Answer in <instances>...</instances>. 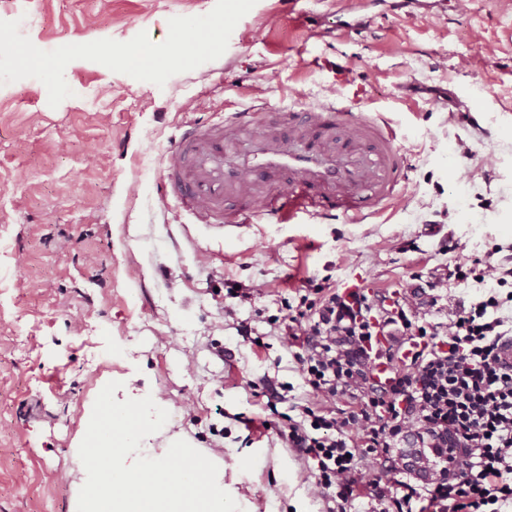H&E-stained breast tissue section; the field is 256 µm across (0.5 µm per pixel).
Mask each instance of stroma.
Wrapping results in <instances>:
<instances>
[{
    "mask_svg": "<svg viewBox=\"0 0 512 512\" xmlns=\"http://www.w3.org/2000/svg\"><path fill=\"white\" fill-rule=\"evenodd\" d=\"M215 0H0L39 49L100 39L156 43L168 21ZM58 106L37 79L0 84V512H75L77 450L103 387L170 414L142 440H186L216 465L242 512H326L315 469L266 429L267 384L287 426L307 395L266 319L308 279L403 288L438 267H512V0H257L218 59L164 86L89 61L64 72ZM347 97L402 131L407 186L369 224H246L217 233L158 191L187 123L259 98ZM441 234L424 236L423 225ZM452 234L459 247L443 252ZM266 282L225 296V280ZM251 335H240L242 326Z\"/></svg>",
    "mask_w": 512,
    "mask_h": 512,
    "instance_id": "1",
    "label": "stroma"
}]
</instances>
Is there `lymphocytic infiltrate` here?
Instances as JSON below:
<instances>
[{
    "label": "lymphocytic infiltrate",
    "instance_id": "obj_1",
    "mask_svg": "<svg viewBox=\"0 0 512 512\" xmlns=\"http://www.w3.org/2000/svg\"><path fill=\"white\" fill-rule=\"evenodd\" d=\"M483 285L478 300L448 290L449 281ZM512 268L485 261L454 268L396 291L350 294L308 284L297 302L282 301L269 316L270 333L291 353L306 389L299 419L288 422L289 447L315 460L314 498L335 489L345 504L367 485L362 512H504L512 508V339L503 310ZM391 338L376 351L377 336ZM388 363L387 380L375 378ZM356 406L337 409V397ZM419 443L425 479L392 465L399 442ZM456 447V465L445 458Z\"/></svg>",
    "mask_w": 512,
    "mask_h": 512
}]
</instances>
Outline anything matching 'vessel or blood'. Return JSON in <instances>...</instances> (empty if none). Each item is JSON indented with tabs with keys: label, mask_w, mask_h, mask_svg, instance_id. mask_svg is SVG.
<instances>
[{
	"label": "vessel or blood",
	"mask_w": 512,
	"mask_h": 512,
	"mask_svg": "<svg viewBox=\"0 0 512 512\" xmlns=\"http://www.w3.org/2000/svg\"><path fill=\"white\" fill-rule=\"evenodd\" d=\"M162 192L204 224H361L397 204L403 157L394 123L342 99L238 106L175 138Z\"/></svg>",
	"instance_id": "1"
}]
</instances>
